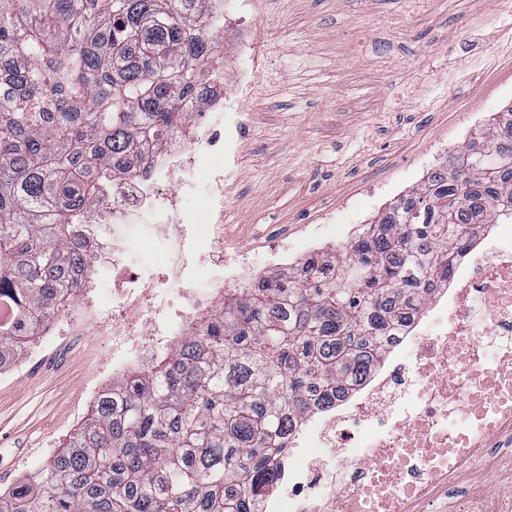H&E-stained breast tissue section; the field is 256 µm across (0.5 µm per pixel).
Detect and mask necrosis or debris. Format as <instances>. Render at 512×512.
Segmentation results:
<instances>
[{
	"instance_id": "4bbe7bcc",
	"label": "necrosis or debris",
	"mask_w": 512,
	"mask_h": 512,
	"mask_svg": "<svg viewBox=\"0 0 512 512\" xmlns=\"http://www.w3.org/2000/svg\"><path fill=\"white\" fill-rule=\"evenodd\" d=\"M257 78L227 93L204 76L200 112L139 146L147 177L113 183L86 212L105 231L89 264L111 272L112 290L83 288L66 318L77 336L106 328L113 374L148 370L244 281L247 257L222 266L224 168ZM184 192L204 197L203 214L182 207ZM147 250L160 267L141 264ZM289 441L261 512H512V224L484 228L381 366L300 417Z\"/></svg>"
}]
</instances>
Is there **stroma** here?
I'll return each mask as SVG.
<instances>
[{"label":"stroma","instance_id":"1","mask_svg":"<svg viewBox=\"0 0 512 512\" xmlns=\"http://www.w3.org/2000/svg\"><path fill=\"white\" fill-rule=\"evenodd\" d=\"M268 43L224 182V260L331 256L421 185L430 167L512 106V0H257ZM61 333L31 368L0 376V489L52 458L88 417L105 331Z\"/></svg>","mask_w":512,"mask_h":512}]
</instances>
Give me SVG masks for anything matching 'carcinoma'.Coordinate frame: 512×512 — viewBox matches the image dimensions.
Here are the masks:
<instances>
[{
  "instance_id": "1",
  "label": "carcinoma",
  "mask_w": 512,
  "mask_h": 512,
  "mask_svg": "<svg viewBox=\"0 0 512 512\" xmlns=\"http://www.w3.org/2000/svg\"><path fill=\"white\" fill-rule=\"evenodd\" d=\"M208 0H0V363L77 297L82 216L143 175L130 147L198 111ZM481 224H512V107L340 254L224 293L146 372L99 394L0 512H258L297 419L354 390Z\"/></svg>"
}]
</instances>
